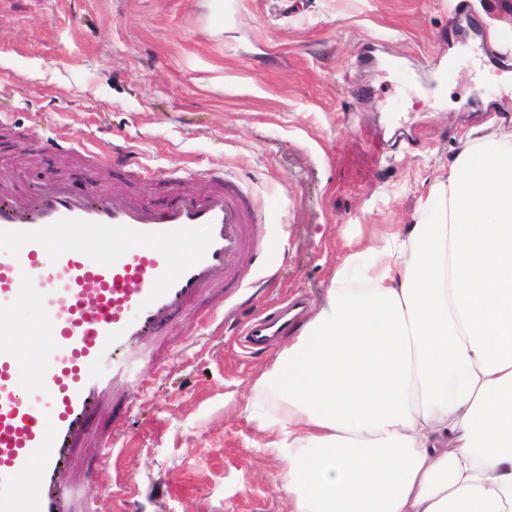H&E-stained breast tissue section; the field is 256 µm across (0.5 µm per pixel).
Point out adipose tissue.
I'll return each mask as SVG.
<instances>
[{"label": "adipose tissue", "mask_w": 512, "mask_h": 512, "mask_svg": "<svg viewBox=\"0 0 512 512\" xmlns=\"http://www.w3.org/2000/svg\"><path fill=\"white\" fill-rule=\"evenodd\" d=\"M250 404L290 512H512V131L343 256Z\"/></svg>", "instance_id": "obj_1"}]
</instances>
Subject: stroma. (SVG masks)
I'll return each mask as SVG.
<instances>
[{"mask_svg": "<svg viewBox=\"0 0 512 512\" xmlns=\"http://www.w3.org/2000/svg\"><path fill=\"white\" fill-rule=\"evenodd\" d=\"M511 19L512 0H471L457 23L448 0H0V169L16 189L60 173L157 205L221 170L268 251L241 259L223 332L183 314L167 357L139 368L157 388L97 471L95 512H115L125 480L143 512H288L285 464L246 409L275 352L237 333L295 293L319 307L347 245L412 223L472 129L512 130V81L493 80ZM116 138L146 176L87 181L83 150Z\"/></svg>", "mask_w": 512, "mask_h": 512, "instance_id": "35a3bbf8", "label": "stroma"}]
</instances>
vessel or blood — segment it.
<instances>
[{
    "mask_svg": "<svg viewBox=\"0 0 512 512\" xmlns=\"http://www.w3.org/2000/svg\"><path fill=\"white\" fill-rule=\"evenodd\" d=\"M91 164L139 166L119 145L97 148ZM196 179L194 194L154 206L79 193L60 176L19 195L0 172V512H91L93 470L128 434L125 416L101 419L104 406L153 392L136 372L157 362L179 315L223 329L218 294L260 249L248 231L257 210L235 181ZM297 309L250 319L245 345H270ZM12 331L50 337L39 370L6 340Z\"/></svg>",
    "mask_w": 512,
    "mask_h": 512,
    "instance_id": "obj_1",
    "label": "vessel or blood"
}]
</instances>
